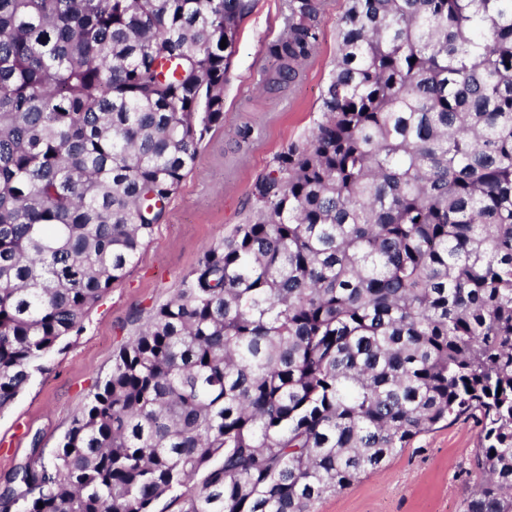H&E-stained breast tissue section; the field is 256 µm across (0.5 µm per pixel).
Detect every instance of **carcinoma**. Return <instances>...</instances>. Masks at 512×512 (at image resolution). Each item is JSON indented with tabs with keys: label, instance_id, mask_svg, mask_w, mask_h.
I'll use <instances>...</instances> for the list:
<instances>
[{
	"label": "carcinoma",
	"instance_id": "1",
	"mask_svg": "<svg viewBox=\"0 0 512 512\" xmlns=\"http://www.w3.org/2000/svg\"><path fill=\"white\" fill-rule=\"evenodd\" d=\"M254 2L0 0V412L224 126ZM324 7L289 0L263 92ZM250 196L0 512H311L462 416L464 512H512V0H347L315 127Z\"/></svg>",
	"mask_w": 512,
	"mask_h": 512
}]
</instances>
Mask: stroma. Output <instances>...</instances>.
<instances>
[{"instance_id":"stroma-1","label":"stroma","mask_w":512,"mask_h":512,"mask_svg":"<svg viewBox=\"0 0 512 512\" xmlns=\"http://www.w3.org/2000/svg\"><path fill=\"white\" fill-rule=\"evenodd\" d=\"M346 0H326L314 57L289 88L268 95L249 84L254 67H271L270 42L286 26L288 0H256L241 23L224 85V126L199 153L127 276L89 313L83 331L52 354L42 372L0 413V478L48 460L137 316L168 300L204 249L242 222L255 178L273 155L308 134L336 56V22ZM479 428L470 417L417 435L404 451L350 486L314 503L312 512H463L481 480Z\"/></svg>"}]
</instances>
